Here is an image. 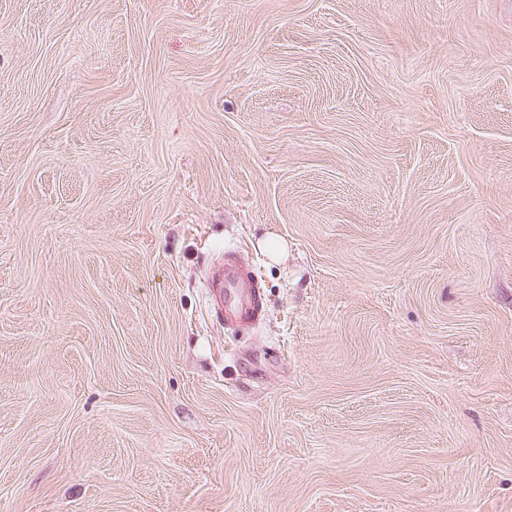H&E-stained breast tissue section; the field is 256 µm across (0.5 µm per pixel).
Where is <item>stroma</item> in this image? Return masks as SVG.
<instances>
[{
    "label": "stroma",
    "instance_id": "1",
    "mask_svg": "<svg viewBox=\"0 0 512 512\" xmlns=\"http://www.w3.org/2000/svg\"><path fill=\"white\" fill-rule=\"evenodd\" d=\"M0 512H512V0H0ZM204 288L210 305L226 329L243 330L263 313V296L255 271L231 249L207 272Z\"/></svg>",
    "mask_w": 512,
    "mask_h": 512
}]
</instances>
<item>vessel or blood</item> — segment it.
I'll return each mask as SVG.
<instances>
[{"label":"vessel or blood","mask_w":512,"mask_h":512,"mask_svg":"<svg viewBox=\"0 0 512 512\" xmlns=\"http://www.w3.org/2000/svg\"><path fill=\"white\" fill-rule=\"evenodd\" d=\"M208 300L225 328L243 330L256 324L263 313V296L255 271L233 250L207 272Z\"/></svg>","instance_id":"obj_1"}]
</instances>
